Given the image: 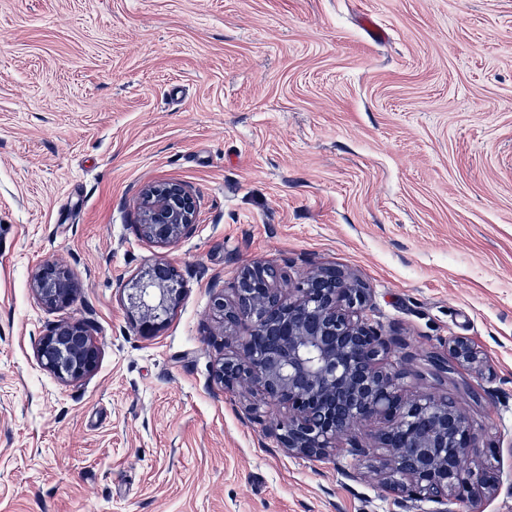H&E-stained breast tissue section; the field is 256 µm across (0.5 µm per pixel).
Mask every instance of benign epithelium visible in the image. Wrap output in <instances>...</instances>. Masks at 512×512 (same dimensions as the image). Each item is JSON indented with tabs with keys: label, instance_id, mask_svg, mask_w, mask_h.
I'll return each mask as SVG.
<instances>
[{
	"label": "benign epithelium",
	"instance_id": "7a95c632",
	"mask_svg": "<svg viewBox=\"0 0 512 512\" xmlns=\"http://www.w3.org/2000/svg\"><path fill=\"white\" fill-rule=\"evenodd\" d=\"M141 236L170 245L196 224L197 201L179 183H152L137 200ZM276 270L254 265L239 276L237 298L213 307L224 326H244L240 353L224 357L217 378L232 390L257 388L264 399L288 408V418L269 430L295 456L320 458L339 452L340 439L375 421L384 427L368 446L346 452L366 462L393 492L426 497L441 504L493 493L498 478L488 468L466 469L459 461L477 452L478 433L452 400L423 392L408 396L401 371L383 366L388 345L363 315L368 290L336 268L311 270L284 294L272 287ZM31 288L49 307H65L77 296V285L59 262H47L34 274ZM182 293L178 270L157 262L130 287L128 300L139 333L157 335ZM436 360L477 374L484 357L467 336H452ZM40 365L63 382L93 373L99 349L84 320L54 325L37 345Z\"/></svg>",
	"mask_w": 512,
	"mask_h": 512
}]
</instances>
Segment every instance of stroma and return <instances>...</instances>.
<instances>
[{"instance_id": "obj_1", "label": "stroma", "mask_w": 512, "mask_h": 512, "mask_svg": "<svg viewBox=\"0 0 512 512\" xmlns=\"http://www.w3.org/2000/svg\"><path fill=\"white\" fill-rule=\"evenodd\" d=\"M197 223L141 238L150 183ZM65 264L76 301L30 280ZM167 262L183 293L141 336L124 291ZM273 266L356 275L408 394L460 404L497 493L442 506L293 457L287 416L215 370V297ZM88 321L95 372L36 347ZM471 337L491 369L439 371ZM0 512H512V0H0ZM141 236L156 244L170 245L183 238L196 224L197 201L179 183H152L137 200ZM31 288L37 300L49 308L65 307L77 296V285L60 262H46L34 274ZM37 359L64 383L78 382L91 375L98 364L99 349L88 322L72 320L54 325L39 339Z\"/></svg>"}]
</instances>
